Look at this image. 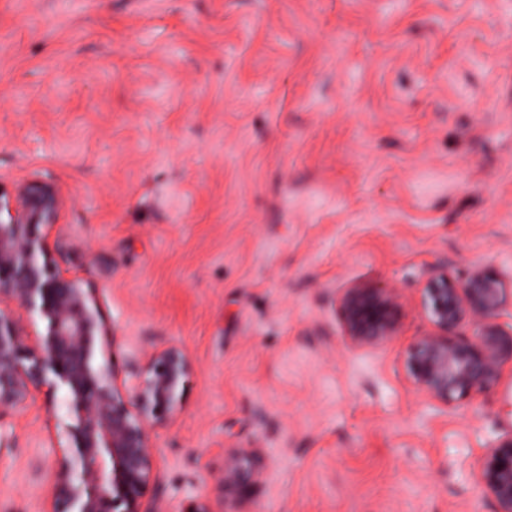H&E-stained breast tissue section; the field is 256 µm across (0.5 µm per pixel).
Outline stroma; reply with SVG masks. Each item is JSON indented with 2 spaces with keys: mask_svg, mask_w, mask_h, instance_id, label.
<instances>
[{
  "mask_svg": "<svg viewBox=\"0 0 512 512\" xmlns=\"http://www.w3.org/2000/svg\"><path fill=\"white\" fill-rule=\"evenodd\" d=\"M32 180L116 365L188 355L154 512H495L512 373L443 405L405 358L431 268L512 265V0H0V190ZM352 288L395 336L351 343ZM63 417L0 408V512H47ZM396 294L384 289L352 288L342 298L347 335L360 347L373 345L395 336ZM477 480L495 500L496 512H512V435L487 450ZM254 454L242 451L227 459L224 470V483L227 485H239L246 479L259 474L252 466Z\"/></svg>",
  "mask_w": 512,
  "mask_h": 512,
  "instance_id": "35a3bbf8",
  "label": "stroma"
}]
</instances>
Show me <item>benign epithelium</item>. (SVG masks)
Masks as SVG:
<instances>
[{
  "label": "benign epithelium",
  "mask_w": 512,
  "mask_h": 512,
  "mask_svg": "<svg viewBox=\"0 0 512 512\" xmlns=\"http://www.w3.org/2000/svg\"><path fill=\"white\" fill-rule=\"evenodd\" d=\"M62 207L58 189L45 181L27 183L15 200L0 191V408L42 387L53 406L55 391L64 392L48 512H150L142 507L154 471L149 428L179 410L190 361L182 347L169 345L144 368L119 376L96 289L60 271L48 243ZM425 291L433 331L407 355L412 382L443 404L497 384L512 366V321L501 320L512 298V270L475 268L458 282L435 273ZM395 298L384 289L344 294L345 328L355 345L396 334ZM15 305L42 320L45 332L29 339ZM464 324L472 335L455 337ZM253 457L230 456L224 483L257 475ZM477 480L497 512H512V434L487 450Z\"/></svg>",
  "instance_id": "1"
}]
</instances>
